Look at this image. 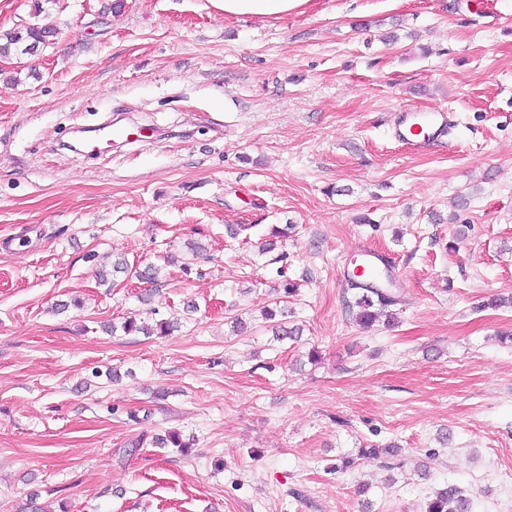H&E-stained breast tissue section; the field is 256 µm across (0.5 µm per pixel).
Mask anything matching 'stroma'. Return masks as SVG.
Listing matches in <instances>:
<instances>
[{
    "instance_id": "stroma-1",
    "label": "stroma",
    "mask_w": 512,
    "mask_h": 512,
    "mask_svg": "<svg viewBox=\"0 0 512 512\" xmlns=\"http://www.w3.org/2000/svg\"><path fill=\"white\" fill-rule=\"evenodd\" d=\"M102 2L0 0V31L58 30L0 60V512H424L449 483L512 512V0ZM407 105L448 137L397 142ZM112 118L126 138L74 150ZM362 245L394 327L347 308ZM120 254L161 267L151 299L98 285ZM280 300L299 341L261 317ZM130 317L178 327L103 332ZM391 442L402 467L357 456ZM224 12L225 18H277L302 13L310 0H210Z\"/></svg>"
}]
</instances>
